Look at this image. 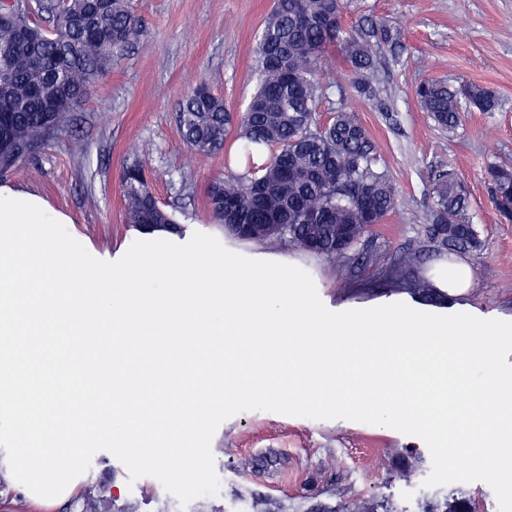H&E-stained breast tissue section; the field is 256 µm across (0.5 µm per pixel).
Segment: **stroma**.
<instances>
[{"label":"stroma","instance_id":"35a3bbf8","mask_svg":"<svg viewBox=\"0 0 512 512\" xmlns=\"http://www.w3.org/2000/svg\"><path fill=\"white\" fill-rule=\"evenodd\" d=\"M146 35L89 90L71 129L55 136L36 158L5 177L68 217L67 230L94 257L121 258L141 234L124 220L120 176L133 145L146 147L152 189L177 202L186 235L203 232L254 259L297 261L331 311L367 307L382 298L409 300L406 284L421 279L447 251L425 227L435 171L457 175L469 191V214L479 246L468 250L474 282L462 301L512 320V222L490 202L487 170L512 166V0H344L350 26H385L396 40L378 56L379 96L358 98L339 51L325 61L328 107L354 109L369 131L382 165L397 186L384 223L337 261L300 251L287 239L240 243L226 238L207 205L211 180L224 174V150L194 154L185 147L176 114L184 92L203 79L227 109L244 112L257 90L255 47L272 0H130ZM428 79L475 83L495 91L491 112L462 113L454 133L440 129L420 106L416 87ZM419 253L412 269L396 267L401 252ZM423 462L404 478L395 461L407 452ZM221 481L214 496L180 506L155 478L130 480L106 451L94 455L93 477L111 483L112 512H336L351 503L385 502L389 512H426L443 502L448 486L424 487L432 459L425 442L392 428L344 419L314 420L247 411L222 422L211 441Z\"/></svg>","mask_w":512,"mask_h":512}]
</instances>
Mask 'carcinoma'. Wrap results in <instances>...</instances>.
I'll return each mask as SVG.
<instances>
[{"mask_svg": "<svg viewBox=\"0 0 512 512\" xmlns=\"http://www.w3.org/2000/svg\"><path fill=\"white\" fill-rule=\"evenodd\" d=\"M344 0H274L256 49L257 90L245 112L227 111L224 99L203 82L188 90L177 122L186 146L209 154L224 149L236 129L237 171L213 180L208 206L214 223L266 224L265 232L240 235L261 242L288 237L306 252L339 260L384 222L396 187L382 169L372 138L352 110H335L321 125L316 113L322 92V61L338 48L355 75L354 90L375 98L380 50L373 34L345 27ZM49 26H44V23ZM146 33L127 0H0V175L31 158L82 109L90 87ZM416 95L443 130L453 132L466 108L496 109L494 91L464 84L452 88L425 81ZM62 100L67 111L52 126L49 107ZM491 201L512 200V168L493 167ZM125 220L140 230H181L176 208L153 194L141 161L121 176ZM427 233L453 252L477 246L468 215L464 183L440 172L432 185ZM71 512H112L110 487L89 483L71 503ZM429 512H477L471 498L450 493Z\"/></svg>", "mask_w": 512, "mask_h": 512, "instance_id": "obj_1", "label": "carcinoma"}]
</instances>
